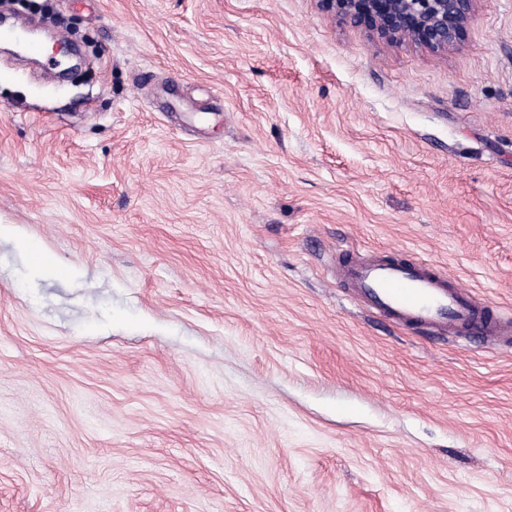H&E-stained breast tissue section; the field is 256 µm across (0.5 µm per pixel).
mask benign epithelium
<instances>
[{
  "label": "benign epithelium",
  "instance_id": "7a95c632",
  "mask_svg": "<svg viewBox=\"0 0 512 512\" xmlns=\"http://www.w3.org/2000/svg\"><path fill=\"white\" fill-rule=\"evenodd\" d=\"M333 15L365 25L387 41L408 39L445 52L464 38L474 0H320Z\"/></svg>",
  "mask_w": 512,
  "mask_h": 512
}]
</instances>
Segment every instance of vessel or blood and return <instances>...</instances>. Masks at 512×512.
I'll list each match as a JSON object with an SVG mask.
<instances>
[{
	"label": "vessel or blood",
	"instance_id": "b4317fda",
	"mask_svg": "<svg viewBox=\"0 0 512 512\" xmlns=\"http://www.w3.org/2000/svg\"><path fill=\"white\" fill-rule=\"evenodd\" d=\"M343 277L371 310L399 326L439 335L470 333L498 342L512 338V317L486 312L464 286H450L423 263L370 258L345 267Z\"/></svg>",
	"mask_w": 512,
	"mask_h": 512
}]
</instances>
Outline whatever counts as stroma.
Here are the masks:
<instances>
[{
    "label": "stroma",
    "instance_id": "stroma-1",
    "mask_svg": "<svg viewBox=\"0 0 512 512\" xmlns=\"http://www.w3.org/2000/svg\"><path fill=\"white\" fill-rule=\"evenodd\" d=\"M52 12L0 0L76 55L0 53V512H512V340L336 275L512 312V0L438 53L318 0ZM423 263L370 258L345 267L341 275L371 310L399 326L443 335L470 333L493 342L510 339L512 317L483 308L462 285L455 287Z\"/></svg>",
    "mask_w": 512,
    "mask_h": 512
}]
</instances>
